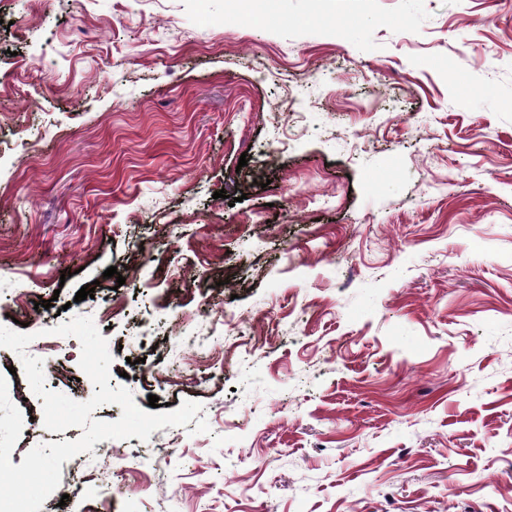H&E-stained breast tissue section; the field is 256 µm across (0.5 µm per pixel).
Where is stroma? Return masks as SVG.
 <instances>
[{
	"label": "stroma",
	"mask_w": 512,
	"mask_h": 512,
	"mask_svg": "<svg viewBox=\"0 0 512 512\" xmlns=\"http://www.w3.org/2000/svg\"><path fill=\"white\" fill-rule=\"evenodd\" d=\"M264 9L0 0V326L201 406L40 512H512V0Z\"/></svg>",
	"instance_id": "1"
}]
</instances>
